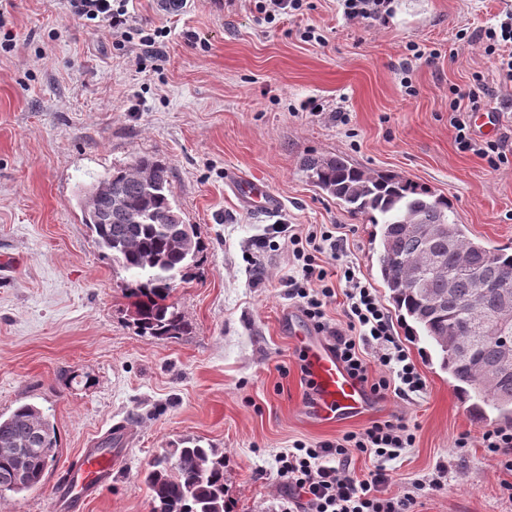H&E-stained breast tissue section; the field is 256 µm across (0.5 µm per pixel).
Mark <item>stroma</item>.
<instances>
[{"label":"stroma","mask_w":512,"mask_h":512,"mask_svg":"<svg viewBox=\"0 0 512 512\" xmlns=\"http://www.w3.org/2000/svg\"><path fill=\"white\" fill-rule=\"evenodd\" d=\"M0 31V414L31 403L58 437L41 485L0 512H151L140 474L186 437L223 450L232 512H280L275 456L375 420L400 421L415 441L386 462L388 491L414 494L420 512H512V473L482 446L495 421L476 422L425 341L405 340L424 390L374 398L341 422L313 418L286 312L300 277L288 246L264 250L265 281L245 253L269 225L341 238L381 304L376 228L310 183L307 155H340L429 185L454 203L471 238L512 247V163L489 167L461 151L452 88L481 76L497 135L512 150V80L478 42L456 37L512 10V0H392L384 23L344 17L337 0H304L266 22L256 0H130L131 33L111 36L66 0H5ZM169 31L160 59H143L141 30ZM422 58H415L414 50ZM322 109L310 112L309 101ZM151 155L166 162L184 218L206 244L200 268L172 300L190 334L158 340L132 324L129 275L113 266L82 220L83 187ZM263 182L279 199L251 211L227 179ZM467 447H457L460 437ZM111 441L112 472L87 498L67 478Z\"/></svg>","instance_id":"stroma-1"}]
</instances>
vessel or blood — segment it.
Instances as JSON below:
<instances>
[{"label":"vessel or blood","instance_id":"vessel-or-blood-1","mask_svg":"<svg viewBox=\"0 0 512 512\" xmlns=\"http://www.w3.org/2000/svg\"><path fill=\"white\" fill-rule=\"evenodd\" d=\"M233 189L245 204L266 211L277 206L275 196L259 184L239 180ZM296 336L315 382L314 410L317 416L324 421H338L367 412L371 405L368 391L348 375L325 344L304 329L297 330ZM110 473V460L103 454L85 458L75 471L85 486L105 480Z\"/></svg>","mask_w":512,"mask_h":512}]
</instances>
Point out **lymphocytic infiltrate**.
<instances>
[{"instance_id": "f902f5d3", "label": "lymphocytic infiltrate", "mask_w": 512, "mask_h": 512, "mask_svg": "<svg viewBox=\"0 0 512 512\" xmlns=\"http://www.w3.org/2000/svg\"><path fill=\"white\" fill-rule=\"evenodd\" d=\"M128 0H69L71 12L111 35L127 32ZM488 53L497 55L501 71L512 79V11L500 22L479 32ZM274 234H287L292 255L299 262L301 279H289L292 298L301 308L314 330L324 335L331 350L351 377L372 395L394 389L407 395L421 392L425 382L408 350L397 340L394 325L370 286L363 282L354 265L341 268L345 281L346 327L329 323L325 307L335 294L328 284L329 272L319 264L325 252H337L331 231L323 230L301 237L279 224ZM379 367L378 377H371V367ZM413 436L402 424L389 420L375 421L358 432L345 434L333 443L309 446L296 443L279 453L277 473L288 488L283 512H416L417 500L411 494L384 495L388 480L385 462L399 457L411 447ZM376 457L378 464L370 478L357 480L349 476L353 454Z\"/></svg>"}]
</instances>
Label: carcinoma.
<instances>
[{"mask_svg":"<svg viewBox=\"0 0 512 512\" xmlns=\"http://www.w3.org/2000/svg\"><path fill=\"white\" fill-rule=\"evenodd\" d=\"M310 182L347 212L380 226V278L390 293L405 334L428 342L456 392L472 401L471 414L485 422L512 423V372L504 371L503 345L496 335L478 331L495 321L501 301L481 296L474 274L502 279L512 293V252L471 239L457 223L452 201L409 178L371 171L347 159L316 156L305 162ZM121 195L124 212L108 220L82 210L112 263L133 278L132 319L142 336L169 339L189 324L170 302L175 283L196 274L204 243L196 225L171 216L180 212L171 190L170 168L151 156L107 175ZM438 303L430 308L428 302ZM480 308L473 317L470 310ZM57 431L39 407L24 403L0 415V448H25L23 458L0 455V479L20 468V483L0 489V500L40 485L55 460ZM179 466L171 468V462ZM148 487L152 512H230L224 499V452L187 438L155 455L140 474Z\"/></svg>","mask_w":512,"mask_h":512,"instance_id":"cac0c4a2","label":"carcinoma"}]
</instances>
